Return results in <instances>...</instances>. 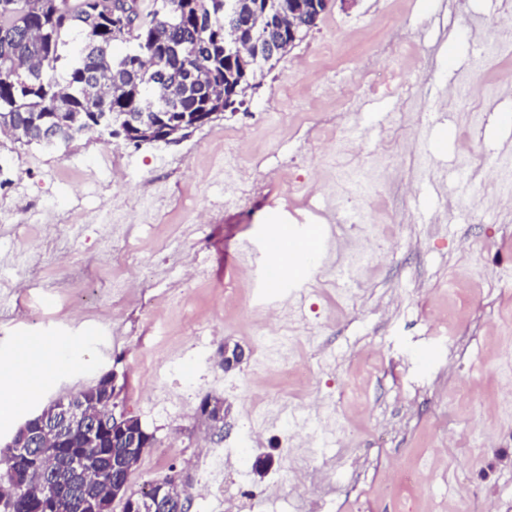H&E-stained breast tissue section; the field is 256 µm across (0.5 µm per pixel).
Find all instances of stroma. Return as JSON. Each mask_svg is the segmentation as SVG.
<instances>
[{
    "instance_id": "1",
    "label": "stroma",
    "mask_w": 512,
    "mask_h": 512,
    "mask_svg": "<svg viewBox=\"0 0 512 512\" xmlns=\"http://www.w3.org/2000/svg\"><path fill=\"white\" fill-rule=\"evenodd\" d=\"M502 28V0H333L239 111L179 142L0 138V274L24 282L0 292V366L35 338L64 359L0 420V449L115 371L118 412L157 438L132 490L168 475L197 487V459L222 450L220 486L186 512H312L321 498L330 512H512ZM367 70L402 72L410 96L354 94ZM340 163L377 174L345 211L324 189ZM238 167L264 185L243 201L228 186ZM178 196L183 208L150 223L154 198ZM309 220L329 231L320 259L262 286L272 226ZM130 224L141 264L123 292L99 271ZM48 225L57 248L42 254ZM62 271L96 297L65 298L52 286ZM285 307L290 343L263 351ZM225 346L242 352L227 371ZM207 394L224 401L217 436L196 415Z\"/></svg>"
}]
</instances>
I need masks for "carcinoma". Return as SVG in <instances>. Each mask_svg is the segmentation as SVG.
I'll return each mask as SVG.
<instances>
[{"instance_id":"1","label":"carcinoma","mask_w":512,"mask_h":512,"mask_svg":"<svg viewBox=\"0 0 512 512\" xmlns=\"http://www.w3.org/2000/svg\"><path fill=\"white\" fill-rule=\"evenodd\" d=\"M268 4L260 12L272 45L280 38L288 0H249ZM142 25L132 28L113 13L112 0H0V131L14 141L38 143L50 132L63 135L76 123L107 112L121 121L144 125L161 103L175 94L174 112L224 111V82L239 79L240 66L224 62V30L233 26L224 0H133ZM84 46L73 55L71 39ZM282 52L256 68L238 88L271 70ZM82 434L44 457L38 451L15 455L0 450L9 495L18 512H109L101 488L73 475L69 460L87 453L91 468L121 464L125 449L112 447V434L96 447L81 448ZM48 467L60 493L46 499L35 475Z\"/></svg>"}]
</instances>
